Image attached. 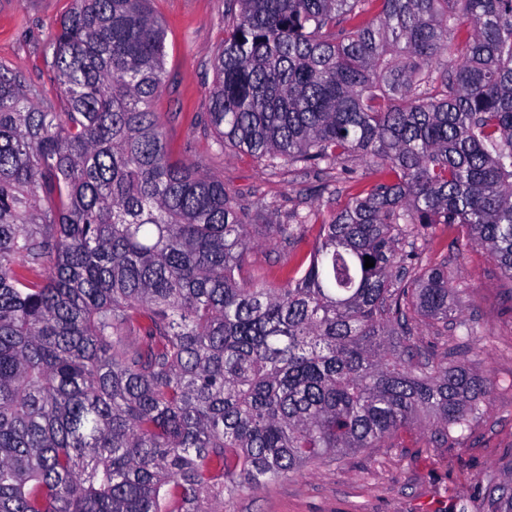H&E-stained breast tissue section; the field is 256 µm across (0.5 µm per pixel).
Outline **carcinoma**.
<instances>
[{
  "label": "carcinoma",
  "mask_w": 512,
  "mask_h": 512,
  "mask_svg": "<svg viewBox=\"0 0 512 512\" xmlns=\"http://www.w3.org/2000/svg\"><path fill=\"white\" fill-rule=\"evenodd\" d=\"M70 2L57 100L0 64V512H223L465 430L485 338L417 240L459 224L512 281V0H224L217 149L368 180L321 222L260 205L281 243L320 224L282 285L239 278L249 207L172 157L150 0ZM417 324V332L421 343L429 345L430 350H433L434 353L439 356L444 355L446 350L452 348L457 343L456 336H451L449 332H442V334H440V332H437L436 328L428 324V322L418 321Z\"/></svg>",
  "instance_id": "carcinoma-1"
}]
</instances>
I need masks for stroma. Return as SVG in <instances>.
<instances>
[{"mask_svg": "<svg viewBox=\"0 0 512 512\" xmlns=\"http://www.w3.org/2000/svg\"><path fill=\"white\" fill-rule=\"evenodd\" d=\"M68 7L69 0H0V63L51 98V44ZM152 8L167 32V77L156 110L174 158H204L207 173L242 203L262 199L283 216L302 202L318 206L320 189L334 174L271 173L248 154L217 150L213 130L203 123L213 61L224 44V0H154ZM317 234L308 228L298 247L276 248L268 244L270 226L251 227L244 279L283 283ZM418 246L427 264L451 259L466 312L485 338L486 354L470 361L475 373L493 381L483 413L452 440L440 441L427 429L403 431L382 447L241 492L224 512H501L503 491L512 488V282L486 249L468 243L459 225H432Z\"/></svg>", "mask_w": 512, "mask_h": 512, "instance_id": "stroma-1", "label": "stroma"}]
</instances>
